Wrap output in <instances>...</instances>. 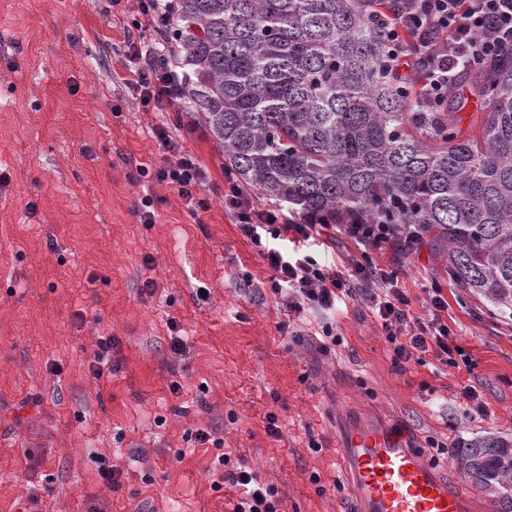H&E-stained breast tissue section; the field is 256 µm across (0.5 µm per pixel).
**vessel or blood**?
<instances>
[{
	"mask_svg": "<svg viewBox=\"0 0 512 512\" xmlns=\"http://www.w3.org/2000/svg\"><path fill=\"white\" fill-rule=\"evenodd\" d=\"M352 512H474V499L397 429L353 428L338 444Z\"/></svg>",
	"mask_w": 512,
	"mask_h": 512,
	"instance_id": "1",
	"label": "vessel or blood"
}]
</instances>
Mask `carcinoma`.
<instances>
[{"label":"carcinoma","mask_w":512,"mask_h":512,"mask_svg":"<svg viewBox=\"0 0 512 512\" xmlns=\"http://www.w3.org/2000/svg\"><path fill=\"white\" fill-rule=\"evenodd\" d=\"M185 90L243 185L327 223L418 224L448 279L512 317V49L448 89L481 102L417 112L386 56L377 0H176ZM452 460L492 512H512V440Z\"/></svg>","instance_id":"cac0c4a2"}]
</instances>
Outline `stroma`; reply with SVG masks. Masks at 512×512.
<instances>
[{"mask_svg": "<svg viewBox=\"0 0 512 512\" xmlns=\"http://www.w3.org/2000/svg\"><path fill=\"white\" fill-rule=\"evenodd\" d=\"M128 23L111 0H0V412L20 413L0 423V512H231L237 490L213 485L221 450L276 485L286 512H349L336 448L361 420L402 428L453 478L460 441L512 439V320L449 282L429 247L373 259L400 268L416 314L439 282L473 372L428 353L398 369L359 303L336 315L341 345L320 351L225 213L224 157L196 113L143 111L128 43L159 36ZM172 124L206 208L137 179L161 165L154 130ZM145 196L150 224L134 213ZM110 336L112 368L93 377ZM467 384L483 414L460 398ZM199 428L222 448L196 445Z\"/></svg>", "mask_w": 512, "mask_h": 512, "instance_id": "obj_1", "label": "stroma"}]
</instances>
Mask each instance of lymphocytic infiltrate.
<instances>
[{"label": "lymphocytic infiltrate", "instance_id": "1", "mask_svg": "<svg viewBox=\"0 0 512 512\" xmlns=\"http://www.w3.org/2000/svg\"><path fill=\"white\" fill-rule=\"evenodd\" d=\"M387 22V57L404 80L417 83L428 111H442L453 70L466 61L490 59L512 49V0H400ZM129 52L142 64L132 81L144 111L163 112L183 99L184 79L171 69L165 49ZM166 155L161 166L141 170L142 178L167 184L188 206L200 205L202 185L197 158L175 141L167 128L156 131ZM224 211L237 224L272 271L269 290L290 311L316 317L323 348L339 345L336 313L347 302L364 304L380 325L396 364L420 361L429 353L446 367L472 368L466 350L448 325V301L439 285L428 291V313L414 315L412 300L399 285V272L370 261L369 251L398 248L410 254L419 234L403 224H340L336 230L364 249L346 262H322L315 255L325 246L326 227L318 217L294 221L279 205H258L233 174H226ZM222 482L237 488L232 512H285L278 487L261 480L245 463L219 456Z\"/></svg>", "mask_w": 512, "mask_h": 512}]
</instances>
